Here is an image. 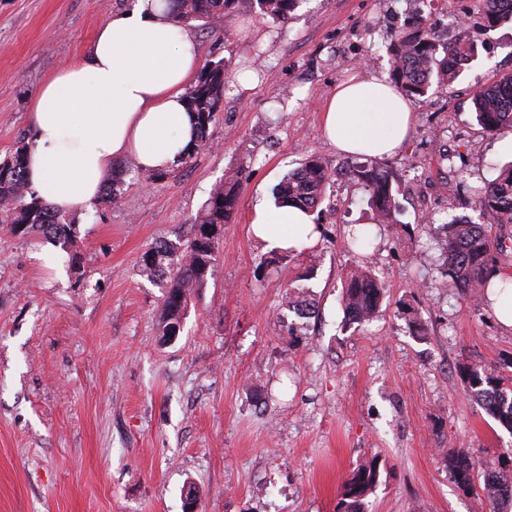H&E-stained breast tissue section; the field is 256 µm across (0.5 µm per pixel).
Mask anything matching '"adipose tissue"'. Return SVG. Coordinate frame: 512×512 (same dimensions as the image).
Listing matches in <instances>:
<instances>
[{"instance_id": "ef3b65f1", "label": "adipose tissue", "mask_w": 512, "mask_h": 512, "mask_svg": "<svg viewBox=\"0 0 512 512\" xmlns=\"http://www.w3.org/2000/svg\"><path fill=\"white\" fill-rule=\"evenodd\" d=\"M202 66L192 34L160 0L113 14L89 53L41 85L30 113V191L63 211L91 208L113 163L131 157L146 171L180 164L196 138L186 94ZM411 104L385 79L355 77L322 106L323 132L337 153L381 157L409 131ZM268 247L299 250L318 232L295 207L256 197L249 227Z\"/></svg>"}]
</instances>
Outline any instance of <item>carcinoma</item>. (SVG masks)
I'll use <instances>...</instances> for the list:
<instances>
[{
	"instance_id": "1",
	"label": "carcinoma",
	"mask_w": 512,
	"mask_h": 512,
	"mask_svg": "<svg viewBox=\"0 0 512 512\" xmlns=\"http://www.w3.org/2000/svg\"><path fill=\"white\" fill-rule=\"evenodd\" d=\"M485 26L495 28L512 21V13L493 8L495 0H475ZM298 0H167V10L174 23L186 24L234 12L259 11L276 20H285L297 7ZM391 58V83L407 97H423L433 85L451 87L457 72L448 68V58L462 56L469 60L478 55L473 42L456 41L443 44L426 29L423 20L411 23L388 47ZM226 63L207 62L196 82L187 92L188 109L197 115L199 136L193 148L207 145L209 127L218 111L224 93ZM473 106L477 123L489 134L512 132V75L493 85L475 87ZM28 145L21 144L0 160V223L13 235L40 234L65 249L73 241L75 225L72 219L45 205L27 187L25 161ZM349 173L368 193V204L381 224H397L400 212L389 175L371 164L349 168ZM331 173L320 159L311 158L287 175L276 191V203H287L310 213L324 199ZM240 172L231 171L224 181L215 185L210 197L181 244L166 242L150 247L142 257L141 275L150 279L166 274L175 267L163 300L162 336L174 335L176 325L185 315L192 294L205 287L212 274L215 251L220 237L214 228H224L237 205L236 187ZM476 206L484 223L466 222L435 228L444 254L442 276L445 286L466 294L476 304L488 298L490 277L499 271L500 259L493 250L488 226L512 224V164L502 168L498 177L478 189ZM383 288L372 270L361 264L347 276L343 285V302L349 322L363 324L377 317ZM467 394L478 402L487 415L501 427L512 432V376L497 366L474 364L461 370ZM448 467L457 485L473 488L475 464L457 452L448 455ZM494 479L484 484V499L488 512H512V468L493 466ZM376 462L359 465L343 484L338 512H365V500L378 483Z\"/></svg>"
}]
</instances>
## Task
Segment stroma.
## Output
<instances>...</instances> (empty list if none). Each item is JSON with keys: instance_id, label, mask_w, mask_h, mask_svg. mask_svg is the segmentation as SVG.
Here are the masks:
<instances>
[{"instance_id": "1", "label": "stroma", "mask_w": 512, "mask_h": 512, "mask_svg": "<svg viewBox=\"0 0 512 512\" xmlns=\"http://www.w3.org/2000/svg\"><path fill=\"white\" fill-rule=\"evenodd\" d=\"M138 0H0V159L30 142L39 86L89 50L98 28ZM423 0H300L287 20L232 13L190 25L203 60L229 63L209 143L165 178L119 161V200L73 214L80 262L49 268L40 240L0 229V512H336L351 472L376 460L367 512H488L462 490L450 451L512 466V433L465 392L460 370L512 360V328L443 287L426 233L476 219L475 192L512 162V135L485 133L472 86L512 73V26H440L478 45L450 91L413 99L393 178L398 223L371 219L367 193L335 176L313 215L317 242L289 256L248 233L256 195L308 157L345 163L321 107L357 75L388 77L387 48ZM237 206L205 288L178 334L161 337L163 280L139 273L177 244L225 173ZM385 289L380 316L346 324L349 230ZM317 306H284L298 274Z\"/></svg>"}]
</instances>
